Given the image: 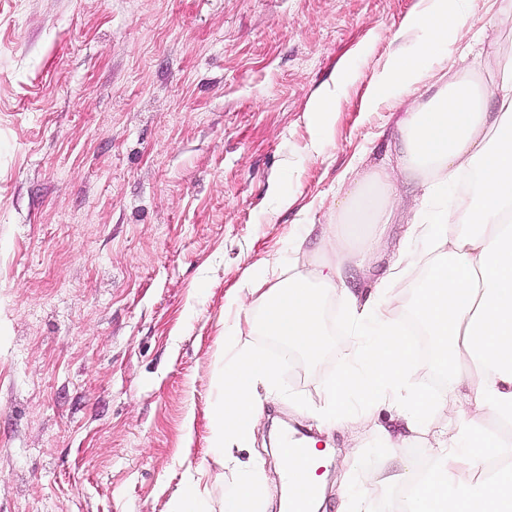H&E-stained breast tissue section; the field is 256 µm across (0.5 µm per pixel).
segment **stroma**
Listing matches in <instances>:
<instances>
[{
  "instance_id": "stroma-1",
  "label": "stroma",
  "mask_w": 512,
  "mask_h": 512,
  "mask_svg": "<svg viewBox=\"0 0 512 512\" xmlns=\"http://www.w3.org/2000/svg\"><path fill=\"white\" fill-rule=\"evenodd\" d=\"M420 0H0V512H167L189 472L220 505L243 462L281 494L276 428L333 450L319 512H341L350 450L376 469L365 508L393 512L420 448L405 423L320 430L309 416L350 345L340 296L319 360L280 351L277 397L255 439L215 464L209 411L224 303L247 271L314 277L317 235L347 190L386 161L397 108L374 97L382 63L419 32ZM446 65L486 35L512 58V14L469 0ZM332 110L325 125L314 112ZM406 227L388 225L347 288L388 273ZM393 283L407 315L432 256Z\"/></svg>"
}]
</instances>
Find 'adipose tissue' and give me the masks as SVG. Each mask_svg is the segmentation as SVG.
Wrapping results in <instances>:
<instances>
[{"mask_svg":"<svg viewBox=\"0 0 512 512\" xmlns=\"http://www.w3.org/2000/svg\"><path fill=\"white\" fill-rule=\"evenodd\" d=\"M416 25L423 37L382 65L377 89L411 94L428 79L426 57L445 49L465 21L466 0H427ZM400 137L386 167L373 178L380 204L365 201L327 225L323 248L331 262L319 285L301 276L268 284L249 275L229 299L233 308L253 306L258 317L224 320V345L231 355L217 363L220 382L211 412V448L218 462L232 458L252 438L258 388L273 390L275 363L243 342L244 331L259 328L309 357H319L326 330L324 307L353 260L350 228L380 227L397 217L401 186L422 190L411 235L425 239L437 259L416 290V321L432 342L434 364L447 378L443 393L415 388V358L405 322L394 313L384 283L368 296H344L352 342L339 361L325 400L316 409L327 423L360 422L359 407L389 403L411 437L424 434L429 415L448 412L445 429L434 432L430 470L396 512H512V439L491 436L492 421L512 428V65L484 88L453 79L397 121ZM474 176L461 207L444 205L460 173ZM205 470L189 475L171 498L168 512H212ZM266 486L256 468L240 467L224 498L225 512H263Z\"/></svg>","mask_w":512,"mask_h":512,"instance_id":"adipose-tissue-1","label":"adipose tissue"}]
</instances>
